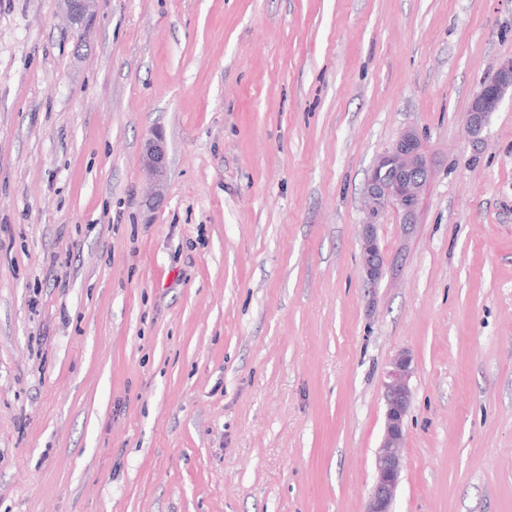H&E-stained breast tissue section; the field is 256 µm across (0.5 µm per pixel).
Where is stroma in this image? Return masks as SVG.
Masks as SVG:
<instances>
[{
	"label": "stroma",
	"mask_w": 512,
	"mask_h": 512,
	"mask_svg": "<svg viewBox=\"0 0 512 512\" xmlns=\"http://www.w3.org/2000/svg\"><path fill=\"white\" fill-rule=\"evenodd\" d=\"M510 59L512 0H0V512H364L402 352L394 512H512ZM60 3L71 27L89 29L96 14L97 0H60ZM512 96V61H507L494 76L483 80L471 100L468 123L473 134H479L493 112L501 106L506 93ZM431 178V166L414 129L403 132L376 156L365 183L366 218L360 230L362 267L368 282H378L384 273L385 259L377 239L382 216L391 207L401 212L404 224L417 223L422 196ZM166 162L163 138L158 134H153L145 143L144 165L149 175L159 184L165 174Z\"/></svg>",
	"instance_id": "stroma-1"
}]
</instances>
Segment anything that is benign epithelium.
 I'll use <instances>...</instances> for the list:
<instances>
[{"label":"benign epithelium","mask_w":512,"mask_h":512,"mask_svg":"<svg viewBox=\"0 0 512 512\" xmlns=\"http://www.w3.org/2000/svg\"><path fill=\"white\" fill-rule=\"evenodd\" d=\"M68 24L88 29L93 21L97 0H60ZM512 91V61L501 65L494 76L483 80L471 100L468 111L470 131L480 133L490 115ZM144 165L149 175L162 182L166 170L163 138L154 134L144 148ZM432 178V169L423 151L417 131L408 129L391 146L378 154L368 174L363 196L366 218L361 224L362 267L368 282H378L384 273L385 259L379 248L377 226L388 208L401 212L404 223H417L424 190ZM413 359L400 353L391 363L383 384L385 422L375 460V478L365 512H393V503L403 468L404 420L412 401L410 380Z\"/></svg>","instance_id":"1"}]
</instances>
